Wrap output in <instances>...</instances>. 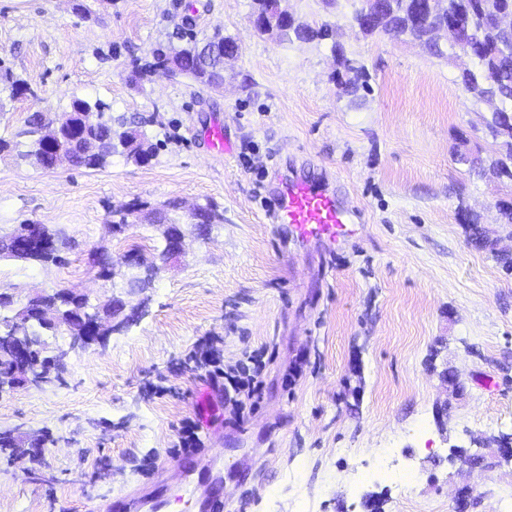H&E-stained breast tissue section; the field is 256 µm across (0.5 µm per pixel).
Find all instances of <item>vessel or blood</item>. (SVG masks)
<instances>
[{
  "label": "vessel or blood",
  "mask_w": 512,
  "mask_h": 512,
  "mask_svg": "<svg viewBox=\"0 0 512 512\" xmlns=\"http://www.w3.org/2000/svg\"><path fill=\"white\" fill-rule=\"evenodd\" d=\"M275 204L276 223L287 225L292 238L302 246H336L359 220L357 207L347 205L336 192L299 177L280 182Z\"/></svg>",
  "instance_id": "vessel-or-blood-1"
}]
</instances>
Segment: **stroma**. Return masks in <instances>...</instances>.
<instances>
[{
  "label": "stroma",
  "mask_w": 512,
  "mask_h": 512,
  "mask_svg": "<svg viewBox=\"0 0 512 512\" xmlns=\"http://www.w3.org/2000/svg\"><path fill=\"white\" fill-rule=\"evenodd\" d=\"M84 3L86 16L70 0H0V68L32 90L0 103V137L28 150V116L57 121L79 97L140 123L160 148L150 164L117 153L102 170L0 155V235L43 224L70 242L57 264L0 259V292L22 302L73 289L100 306L123 300L129 316L87 350L58 328L48 342L62 381L0 391V432L50 437L36 464L0 453V512H86L97 499L156 494L166 512H184L180 467L205 463L220 469L213 491L234 512H369L372 493L383 512H454L464 487L472 512H491L512 466L462 471L448 456L512 434V273L500 262L512 224L499 209L512 204V179L489 168L500 155L495 104L458 84L463 60L360 33L350 18L362 0H283L297 23L336 27L331 41L257 33L254 0ZM178 26L237 42L222 89L182 76L131 82L133 61ZM340 54L364 67L369 90L342 92ZM216 123L229 153L205 138ZM291 176L362 209L336 248H298L272 224ZM172 200L216 204L224 221L205 236L186 225L181 254L151 288L130 290L137 270L124 259L135 250L155 262L161 228L140 220L115 233L113 213ZM101 248L116 267L107 280L94 263ZM205 339L227 365L262 357L260 390L239 410L190 359ZM447 368L459 393L442 380ZM190 421L201 443L175 451ZM389 448L415 476V497L388 480L350 492L356 469Z\"/></svg>",
  "instance_id": "35a3bbf8"
}]
</instances>
